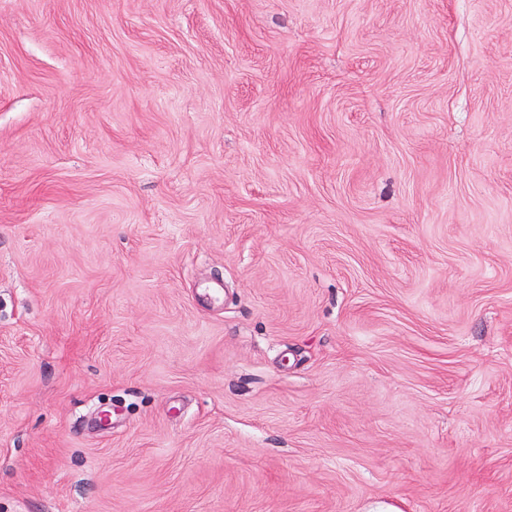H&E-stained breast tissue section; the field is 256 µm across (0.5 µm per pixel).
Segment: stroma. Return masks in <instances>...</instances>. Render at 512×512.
Listing matches in <instances>:
<instances>
[{"label": "stroma", "instance_id": "obj_1", "mask_svg": "<svg viewBox=\"0 0 512 512\" xmlns=\"http://www.w3.org/2000/svg\"><path fill=\"white\" fill-rule=\"evenodd\" d=\"M0 512H512V0H0Z\"/></svg>", "mask_w": 512, "mask_h": 512}]
</instances>
